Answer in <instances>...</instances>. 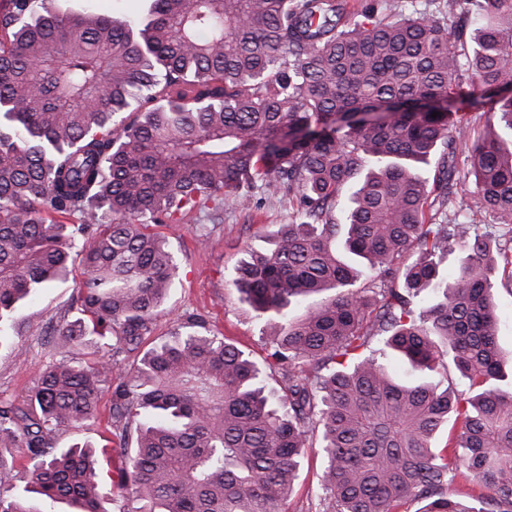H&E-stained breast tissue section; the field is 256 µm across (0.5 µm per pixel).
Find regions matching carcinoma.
<instances>
[{
    "label": "carcinoma",
    "mask_w": 512,
    "mask_h": 512,
    "mask_svg": "<svg viewBox=\"0 0 512 512\" xmlns=\"http://www.w3.org/2000/svg\"><path fill=\"white\" fill-rule=\"evenodd\" d=\"M150 2L142 26L0 0V344L76 249L80 317L53 335L101 352L60 357L25 404L0 406V448L32 461L19 493L0 454V512H108L93 451L52 439L95 418L106 389L130 451L116 512H279L314 433L322 512H512V356L493 301L512 248L446 212L426 221L463 143L476 211L512 229V138L476 136L450 108L478 90L512 132V0H445L453 29L395 0ZM255 188L293 208L233 278L266 315L279 392L195 318L141 352L177 271L149 226L220 221ZM391 351L440 380H396ZM458 478L486 494L448 495Z\"/></svg>",
    "instance_id": "obj_1"
}]
</instances>
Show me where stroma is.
<instances>
[{
    "mask_svg": "<svg viewBox=\"0 0 512 512\" xmlns=\"http://www.w3.org/2000/svg\"><path fill=\"white\" fill-rule=\"evenodd\" d=\"M292 210L287 200L253 190L249 207L235 204L224 207L221 224L209 226L207 236L197 227L207 224L201 213L188 214L182 226L171 229L158 225L166 235L169 249L177 262V276L161 313L157 316L146 346H153L173 329L177 317L199 318L208 331L225 336L255 361L268 353L262 335L263 322L241 300L232 284L234 270L248 250L269 246V235L288 223ZM81 279V265L72 262L66 281L41 292L25 312V323L10 345L0 346V401L22 404L38 380L43 368L60 355L84 364L96 356L94 347L82 346L61 351L51 329L68 308ZM111 401L102 396L97 419L77 428L59 430L55 444L68 448L76 443L92 444L98 453V473L103 486L115 480L121 459L119 440L108 424ZM324 469L318 448L306 449L294 490L282 507L283 512H321L319 503L325 492L321 483Z\"/></svg>",
    "mask_w": 512,
    "mask_h": 512,
    "instance_id": "stroma-1",
    "label": "stroma"
}]
</instances>
